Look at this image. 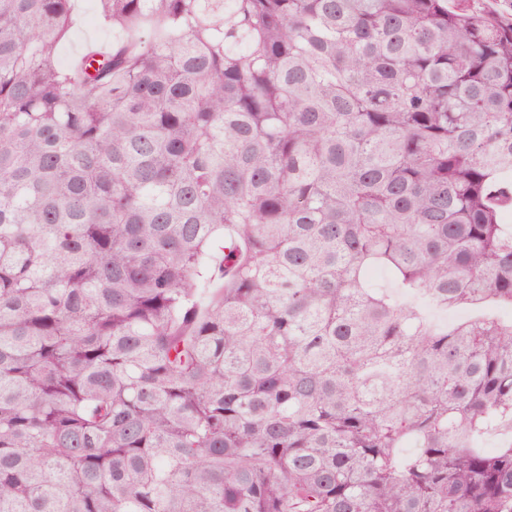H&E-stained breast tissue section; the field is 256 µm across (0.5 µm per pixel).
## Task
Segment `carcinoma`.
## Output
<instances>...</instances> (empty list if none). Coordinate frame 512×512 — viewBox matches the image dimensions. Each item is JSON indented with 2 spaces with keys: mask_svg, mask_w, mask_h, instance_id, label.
<instances>
[{
  "mask_svg": "<svg viewBox=\"0 0 512 512\" xmlns=\"http://www.w3.org/2000/svg\"><path fill=\"white\" fill-rule=\"evenodd\" d=\"M96 2L0 0V512H512V21ZM94 0H78L75 12V24L71 34L59 47L58 56L62 63H68L81 51L88 41H109L112 30L101 24L96 13ZM93 18L91 22L89 19Z\"/></svg>",
  "mask_w": 512,
  "mask_h": 512,
  "instance_id": "obj_1",
  "label": "carcinoma"
}]
</instances>
